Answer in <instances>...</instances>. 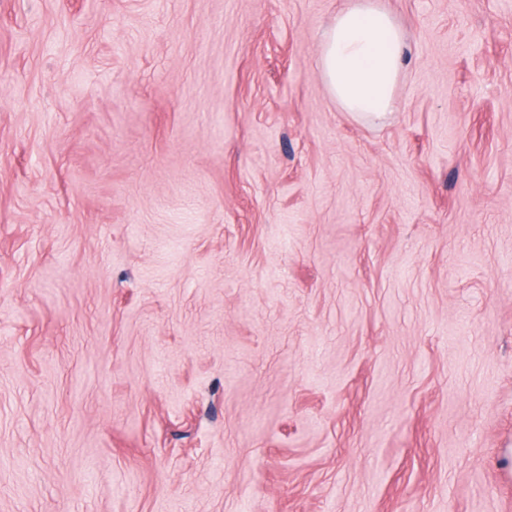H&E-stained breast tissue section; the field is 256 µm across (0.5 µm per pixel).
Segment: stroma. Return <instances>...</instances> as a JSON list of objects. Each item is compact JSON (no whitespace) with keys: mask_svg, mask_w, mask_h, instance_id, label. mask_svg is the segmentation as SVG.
<instances>
[{"mask_svg":"<svg viewBox=\"0 0 512 512\" xmlns=\"http://www.w3.org/2000/svg\"><path fill=\"white\" fill-rule=\"evenodd\" d=\"M0 0V512H512V0ZM322 33L317 64L344 111L380 117L395 105L406 34L382 0H348Z\"/></svg>","mask_w":512,"mask_h":512,"instance_id":"35a3bbf8","label":"stroma"}]
</instances>
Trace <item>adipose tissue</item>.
<instances>
[{
    "instance_id": "ef3b65f1",
    "label": "adipose tissue",
    "mask_w": 512,
    "mask_h": 512,
    "mask_svg": "<svg viewBox=\"0 0 512 512\" xmlns=\"http://www.w3.org/2000/svg\"><path fill=\"white\" fill-rule=\"evenodd\" d=\"M407 51L406 34L382 0H349L323 31L317 64L338 106L378 117L395 105Z\"/></svg>"
}]
</instances>
